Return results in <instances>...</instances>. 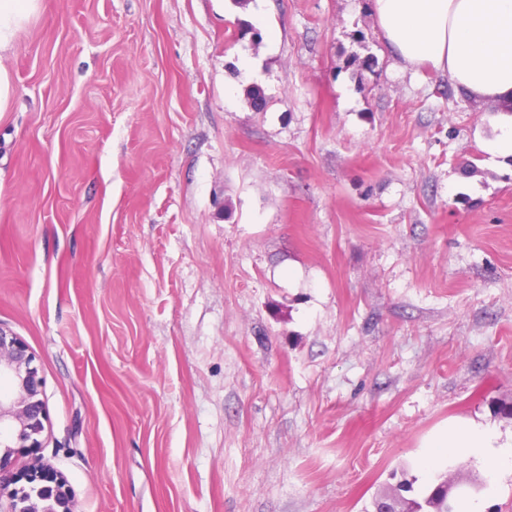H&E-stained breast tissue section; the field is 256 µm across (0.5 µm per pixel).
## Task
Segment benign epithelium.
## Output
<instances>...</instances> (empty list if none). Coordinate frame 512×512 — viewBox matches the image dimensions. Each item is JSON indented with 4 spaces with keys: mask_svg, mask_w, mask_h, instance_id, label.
Wrapping results in <instances>:
<instances>
[{
    "mask_svg": "<svg viewBox=\"0 0 512 512\" xmlns=\"http://www.w3.org/2000/svg\"><path fill=\"white\" fill-rule=\"evenodd\" d=\"M35 357L19 337L0 329V499L10 500L7 512H77L66 481L39 462L11 474L4 464L20 448H38L47 411Z\"/></svg>",
    "mask_w": 512,
    "mask_h": 512,
    "instance_id": "benign-epithelium-1",
    "label": "benign epithelium"
}]
</instances>
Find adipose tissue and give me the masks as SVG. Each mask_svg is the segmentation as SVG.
<instances>
[{
	"label": "adipose tissue",
	"instance_id": "adipose-tissue-1",
	"mask_svg": "<svg viewBox=\"0 0 512 512\" xmlns=\"http://www.w3.org/2000/svg\"><path fill=\"white\" fill-rule=\"evenodd\" d=\"M44 0H0V55ZM385 44L405 64L427 66L448 77L470 98L512 112V0H373ZM429 447L480 461L492 474L512 470V439L490 429L451 421Z\"/></svg>",
	"mask_w": 512,
	"mask_h": 512
}]
</instances>
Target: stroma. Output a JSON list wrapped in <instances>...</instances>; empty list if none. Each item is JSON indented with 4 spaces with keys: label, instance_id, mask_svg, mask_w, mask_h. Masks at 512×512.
Masks as SVG:
<instances>
[{
    "label": "stroma",
    "instance_id": "1",
    "mask_svg": "<svg viewBox=\"0 0 512 512\" xmlns=\"http://www.w3.org/2000/svg\"><path fill=\"white\" fill-rule=\"evenodd\" d=\"M372 0H45L4 60L0 329L79 512H370L512 476L504 117L380 38ZM267 96L248 103L242 58ZM371 59L363 67V59ZM498 438L499 436L489 428L451 421L430 437L427 446L446 453L457 452L473 457L492 474L509 469L512 471V436L503 443H498Z\"/></svg>",
    "mask_w": 512,
    "mask_h": 512
}]
</instances>
